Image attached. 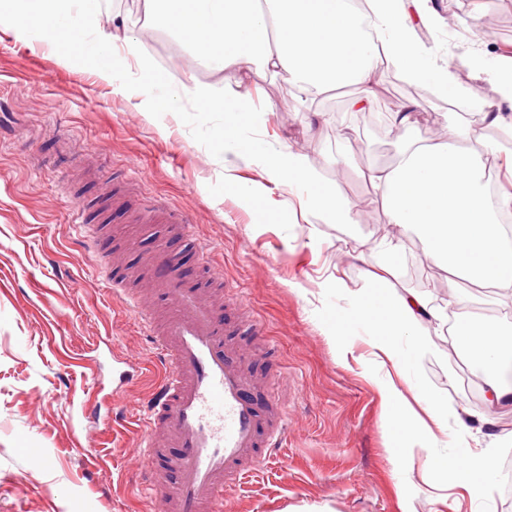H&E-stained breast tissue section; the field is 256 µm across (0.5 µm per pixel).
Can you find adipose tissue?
<instances>
[{"label": "adipose tissue", "instance_id": "1", "mask_svg": "<svg viewBox=\"0 0 512 512\" xmlns=\"http://www.w3.org/2000/svg\"><path fill=\"white\" fill-rule=\"evenodd\" d=\"M145 16L168 33L213 74L202 83L191 79L177 85H152L155 100H187L199 112H223L225 72H234L239 85L250 82L257 69L288 74L294 87L319 95L336 87L355 84L365 98H372L373 75L380 63L392 65L404 77L427 81L441 91H459L448 68L434 64L427 49L414 36L416 21H433L428 0H367L371 9L358 18L351 0H138ZM98 0H0V25L32 47L89 43L112 54L133 58L138 71L151 61L128 35L125 23L102 24ZM472 69L492 79L500 101L512 105V54L492 59L475 56ZM248 116L239 123L225 115L218 129L228 148L239 147L262 125L263 112L251 95L238 99ZM419 113L403 106L387 115L391 130L404 139L395 162L369 170L387 221L398 234L376 245L379 260L360 288L348 299L356 313L355 329L367 336L375 358L387 367L386 401L399 394V383L416 391V400L431 417V424L417 422L413 413L403 416L406 431L422 448L468 447L471 429L465 422L448 428L447 411L424 386L416 364L428 351L420 330L444 327L448 313L423 295L405 290L396 299L378 297L399 279L396 255L409 237H416L431 262L450 277L499 290V303L512 311V236L499 217L512 211V191L490 195L484 160L492 155L500 173L512 180V151L487 145L485 153L469 146L473 131L448 123L438 137L417 139L411 129ZM258 159L267 176L288 186L303 209L327 224H352L355 204L336 195L320 181L307 154L288 146L262 149ZM454 339L471 359L487 372L485 381L492 400L512 403V382L503 379L512 369V330L478 326L454 329Z\"/></svg>", "mask_w": 512, "mask_h": 512}]
</instances>
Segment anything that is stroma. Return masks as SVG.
<instances>
[{
	"instance_id": "35a3bbf8",
	"label": "stroma",
	"mask_w": 512,
	"mask_h": 512,
	"mask_svg": "<svg viewBox=\"0 0 512 512\" xmlns=\"http://www.w3.org/2000/svg\"><path fill=\"white\" fill-rule=\"evenodd\" d=\"M431 5L437 23H417L415 35L456 75L463 95L441 93L381 64L373 104L355 107L359 89L345 85L303 107L286 74L260 69L251 95L266 109L264 123L254 142L236 153L225 151L212 116L186 103H151L149 85L212 76L200 65L181 66L134 0H100L99 7L105 14L127 11L134 40L153 61L141 75L90 44L68 45L64 67L54 54L23 46L0 29V512L155 507L139 474L137 420L154 391L156 357L150 337L113 296L99 259L82 248L70 222L75 199L66 183L78 159L60 149L63 137L88 152L103 177L127 170L144 198L178 209L210 245L225 283L242 289L278 346L264 366L288 374V432L282 448L227 495L225 512H512L502 469L512 464V408L489 401L483 373L448 330H425L429 351L420 375L437 402L452 405L472 427L475 449L486 450L495 467L480 498L465 490V471H433L426 451L385 417L375 385L385 371L373 361L366 337L353 331L346 293L361 286L372 265L338 259L355 242L368 248L385 234L387 218L365 173L396 159L400 138L385 121L389 110L415 106L422 114L414 131L419 138L451 119L473 129L477 151L512 145L499 127L476 118L473 103L495 101L496 93L470 67L477 51H512V0ZM98 66L126 75L131 93L99 82ZM317 112L324 115L318 122ZM281 141L305 145L322 182L360 201L356 223H306L288 188L275 186L254 162V151ZM242 183L249 196L240 194ZM107 222L108 250L139 271V287L153 282L155 272L144 259L159 237L186 283L204 287L195 251L168 225H157L156 237H142L124 206L115 204ZM397 263L420 270L416 279L401 276L397 291L414 289L447 307L452 320L480 307L501 328L512 327V315L497 305L496 288L449 280L420 243L408 245ZM333 277L341 278L345 294L328 288ZM105 336L143 374L117 398L115 427L99 436L91 457L85 435L94 426L80 403L97 364L90 357L78 365L72 356Z\"/></svg>"
}]
</instances>
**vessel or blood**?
Returning a JSON list of instances; mask_svg holds the SVG:
<instances>
[{
  "mask_svg": "<svg viewBox=\"0 0 512 512\" xmlns=\"http://www.w3.org/2000/svg\"><path fill=\"white\" fill-rule=\"evenodd\" d=\"M133 222L180 224L183 216L142 199L130 209ZM82 242L104 255V233L94 206L77 202L71 218ZM224 304L238 315L236 327L219 321L214 295L188 286L172 269L170 257L150 256L155 286L167 302L164 317L144 292L112 276V289L126 297L137 323L150 336L163 369L158 389L144 417L141 469L162 512H224V496L240 487L280 447L288 427L282 390L285 373L263 378L234 335L265 340L263 323L240 290L225 284L221 268L210 259L207 243L192 242ZM138 369L120 356L112 358V394L134 383Z\"/></svg>",
  "mask_w": 512,
  "mask_h": 512,
  "instance_id": "obj_1",
  "label": "vessel or blood"
}]
</instances>
